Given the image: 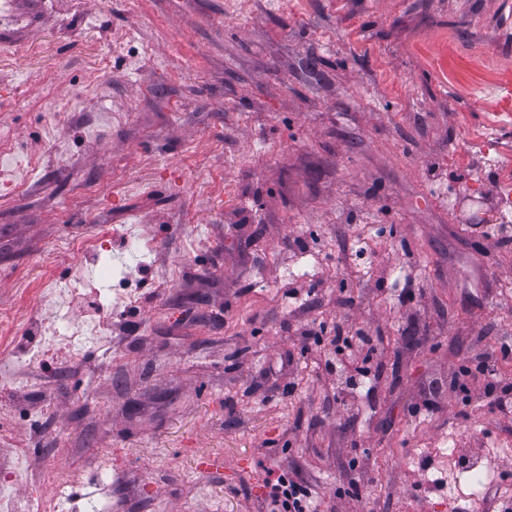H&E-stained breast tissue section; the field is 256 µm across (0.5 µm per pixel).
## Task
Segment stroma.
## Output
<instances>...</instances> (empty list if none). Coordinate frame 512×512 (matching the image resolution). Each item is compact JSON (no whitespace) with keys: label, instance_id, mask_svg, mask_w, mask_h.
<instances>
[{"label":"stroma","instance_id":"1","mask_svg":"<svg viewBox=\"0 0 512 512\" xmlns=\"http://www.w3.org/2000/svg\"><path fill=\"white\" fill-rule=\"evenodd\" d=\"M14 31L23 52L0 66V95L37 101L17 112V149L42 163L27 194L0 199V310L23 318V354L67 315L117 312L97 283L65 309L43 288L96 263L58 248L132 224L150 251L135 278L141 314L124 342L82 358L65 345L37 390L8 391L0 468L30 463L22 498L54 474L92 484L103 460L124 475L112 512H255L266 470L309 478L323 512H398L417 475L410 457L458 439L512 449V421L443 398L408 411L435 371L451 373L476 341L512 328V262L485 256L499 174L488 149L512 158V0H80L35 13ZM71 14L61 22V14ZM51 73L54 91L19 84ZM99 69L98 83L83 75ZM107 106L88 131L62 113ZM53 119L55 140L40 123ZM68 154H59L58 144ZM233 189L234 198L224 196ZM364 247L336 265L339 249ZM331 294L313 317L380 329V376L344 411L317 353H301L288 272ZM385 272V288L374 279ZM422 286L419 306L398 295ZM215 457L219 468L199 462ZM373 483L346 493L351 459Z\"/></svg>","mask_w":512,"mask_h":512}]
</instances>
